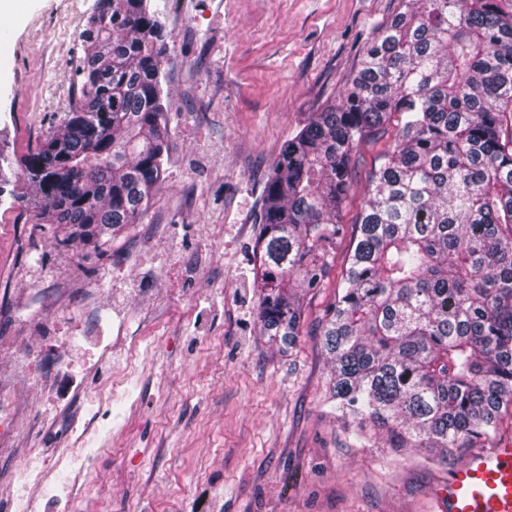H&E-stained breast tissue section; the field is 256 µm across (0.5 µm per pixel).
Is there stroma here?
Segmentation results:
<instances>
[{"instance_id":"35a3bbf8","label":"stroma","mask_w":512,"mask_h":512,"mask_svg":"<svg viewBox=\"0 0 512 512\" xmlns=\"http://www.w3.org/2000/svg\"><path fill=\"white\" fill-rule=\"evenodd\" d=\"M0 18V138L23 152L61 122L76 92L82 51L75 38L97 0H20ZM403 0H150L169 35L162 69L169 94L163 181L140 223L96 248L59 249L51 224L0 204V281L14 287L0 307V344L73 368L21 404V426L0 441V512L16 495L36 512H438L434 494L469 457L395 449L368 427L357 441L336 420L329 365L316 320L333 301L353 246L369 173L390 135L359 150L353 191L343 205L336 264L305 312L292 353L265 336L254 286V248L264 184L288 138L340 102L378 26ZM65 308L69 321L107 309L137 336L54 347L23 320L30 304ZM117 397L86 410V399ZM95 417L91 442L72 447L56 419ZM51 468V500L19 485L29 449Z\"/></svg>"}]
</instances>
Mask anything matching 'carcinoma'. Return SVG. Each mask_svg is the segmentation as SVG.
<instances>
[{"instance_id": "obj_1", "label": "carcinoma", "mask_w": 512, "mask_h": 512, "mask_svg": "<svg viewBox=\"0 0 512 512\" xmlns=\"http://www.w3.org/2000/svg\"><path fill=\"white\" fill-rule=\"evenodd\" d=\"M409 0L366 44L343 99L283 145L255 247L264 335L293 349L305 293L344 231L359 146L369 173L337 300L318 325L331 413L399 448L494 447L512 406V7ZM167 33L149 0H98L78 34L82 77L61 124L0 149V197L91 243L141 221L168 147Z\"/></svg>"}]
</instances>
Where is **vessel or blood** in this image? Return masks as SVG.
<instances>
[{
    "label": "vessel or blood",
    "instance_id": "b4317fda",
    "mask_svg": "<svg viewBox=\"0 0 512 512\" xmlns=\"http://www.w3.org/2000/svg\"><path fill=\"white\" fill-rule=\"evenodd\" d=\"M440 501L444 512H512V448L471 454L449 474Z\"/></svg>",
    "mask_w": 512,
    "mask_h": 512
}]
</instances>
